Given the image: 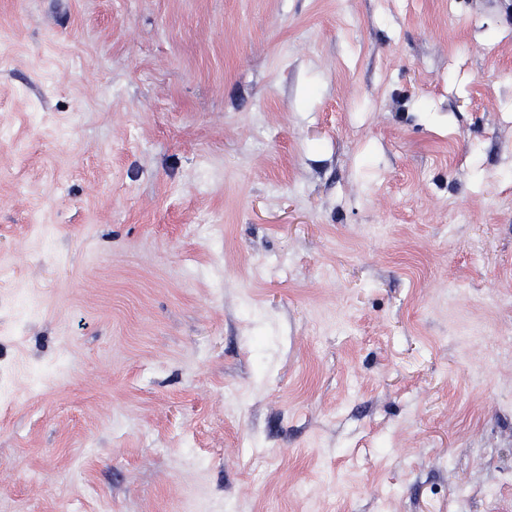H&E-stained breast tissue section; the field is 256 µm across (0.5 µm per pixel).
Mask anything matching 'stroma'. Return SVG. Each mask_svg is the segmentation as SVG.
Segmentation results:
<instances>
[{
	"label": "stroma",
	"mask_w": 512,
	"mask_h": 512,
	"mask_svg": "<svg viewBox=\"0 0 512 512\" xmlns=\"http://www.w3.org/2000/svg\"><path fill=\"white\" fill-rule=\"evenodd\" d=\"M510 335L512 0H0V512H512Z\"/></svg>",
	"instance_id": "stroma-1"
}]
</instances>
